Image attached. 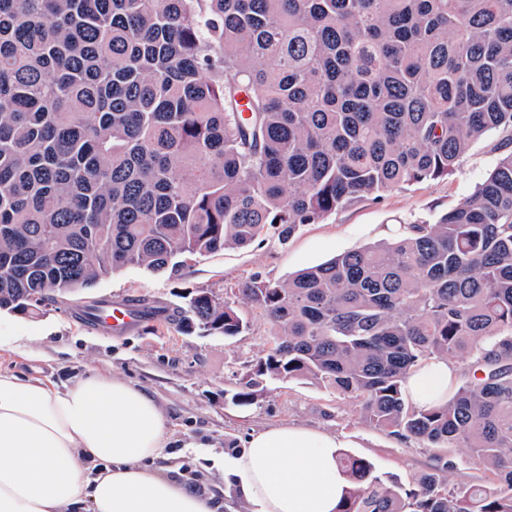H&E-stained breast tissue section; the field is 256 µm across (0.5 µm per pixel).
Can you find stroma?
Returning a JSON list of instances; mask_svg holds the SVG:
<instances>
[{
	"instance_id": "35a3bbf8",
	"label": "stroma",
	"mask_w": 512,
	"mask_h": 512,
	"mask_svg": "<svg viewBox=\"0 0 512 512\" xmlns=\"http://www.w3.org/2000/svg\"><path fill=\"white\" fill-rule=\"evenodd\" d=\"M501 138L494 132L475 143L454 174L382 192L302 225L281 241L267 231L244 247L193 258L174 275L128 267L101 276L93 287L73 292L35 314L0 311V369L58 383L103 371L151 396L163 409L170 446L153 466L189 491L214 498L229 512L247 504L224 481L222 460L229 442L245 445L270 424L302 425L336 433L352 455L377 471L409 482L437 463V449L403 442L368 423L359 401L304 381L268 384L254 403L233 405L256 361L273 343V327L239 293L258 275L281 282L297 271L344 252L395 238L408 225L433 220L455 207L495 167ZM204 289L229 301L247 320L245 331L224 338L185 334L162 325L114 335L94 329L76 308L141 296L163 306L182 303L188 291Z\"/></svg>"
}]
</instances>
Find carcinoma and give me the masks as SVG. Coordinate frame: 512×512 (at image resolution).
Here are the masks:
<instances>
[{
    "instance_id": "1",
    "label": "carcinoma",
    "mask_w": 512,
    "mask_h": 512,
    "mask_svg": "<svg viewBox=\"0 0 512 512\" xmlns=\"http://www.w3.org/2000/svg\"><path fill=\"white\" fill-rule=\"evenodd\" d=\"M498 162L434 223L239 293L274 341L231 402L304 379L378 429L466 448L498 484L409 485L339 455L336 512H512V0H0V310L33 313L127 267L244 247L454 173L492 131ZM154 309L182 332L246 322L205 290ZM433 357L444 403L402 393ZM454 364L436 358L416 366L405 384L407 400L420 408L433 407L447 400L448 393L457 382L458 370L462 368L460 364Z\"/></svg>"
}]
</instances>
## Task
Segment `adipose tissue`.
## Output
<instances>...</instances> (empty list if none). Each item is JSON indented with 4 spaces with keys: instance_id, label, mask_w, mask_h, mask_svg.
<instances>
[{
    "instance_id": "1",
    "label": "adipose tissue",
    "mask_w": 512,
    "mask_h": 512,
    "mask_svg": "<svg viewBox=\"0 0 512 512\" xmlns=\"http://www.w3.org/2000/svg\"><path fill=\"white\" fill-rule=\"evenodd\" d=\"M458 378L445 359L420 363L407 400L443 403ZM168 443L167 419L109 374L56 383L0 370V512H217L147 469ZM336 434L276 424L252 434L228 473L250 512H336L348 485Z\"/></svg>"
}]
</instances>
